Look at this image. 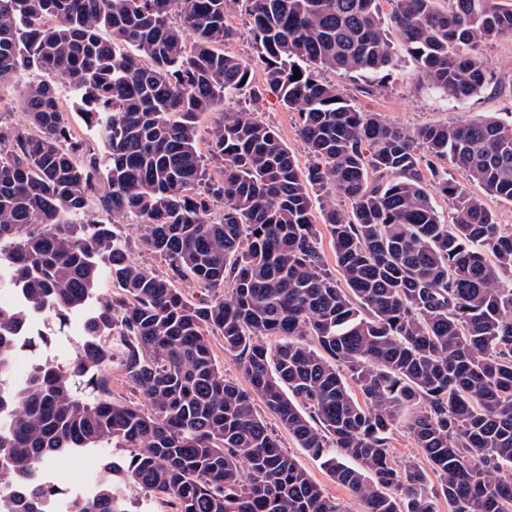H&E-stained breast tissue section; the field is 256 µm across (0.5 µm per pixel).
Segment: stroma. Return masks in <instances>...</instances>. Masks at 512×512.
<instances>
[{
  "label": "stroma",
  "instance_id": "obj_1",
  "mask_svg": "<svg viewBox=\"0 0 512 512\" xmlns=\"http://www.w3.org/2000/svg\"><path fill=\"white\" fill-rule=\"evenodd\" d=\"M245 0H233L226 12V23L236 32L234 39L224 46L226 52L250 63L255 78H262V66L247 27ZM389 40L396 61L388 73L376 77H363L355 73L328 72L326 81L333 83L338 93L361 111L374 112L383 120L408 132L420 127L448 122H469L493 119L512 123V33L481 44L480 52L491 76L489 84L477 95L454 101L440 97L426 80L419 77L408 47L397 29H390ZM254 112L256 118L268 125L299 161H306L307 150L298 132V115L283 109L274 93L261 99H252L247 92L233 91L224 97L222 109L204 114L199 122V147L210 150V132L224 118L225 113L239 109ZM122 290L109 272H101L95 299L89 300L79 311L65 320L35 318L29 328L30 345L19 349L17 362L21 371H29L37 364L68 367L79 355L86 336L83 322L91 316L102 298L121 296ZM268 426L277 435L282 448L287 450L307 471L311 480L329 497L340 503L344 512H365L364 503L349 490L336 484L319 461L312 459L281 427L273 414H266ZM107 449L91 451L90 455H77L58 461L48 469L49 479L64 491L84 486L92 489L101 473Z\"/></svg>",
  "mask_w": 512,
  "mask_h": 512
}]
</instances>
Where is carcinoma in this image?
<instances>
[{"label": "carcinoma", "mask_w": 512, "mask_h": 512, "mask_svg": "<svg viewBox=\"0 0 512 512\" xmlns=\"http://www.w3.org/2000/svg\"><path fill=\"white\" fill-rule=\"evenodd\" d=\"M172 2L0 0V80L18 81L35 128L0 125V270L22 299L0 306V375L31 315L82 308L104 268L124 291L85 320L72 366L38 365L0 393V470L21 487L0 512H43L60 495L46 469L90 448L127 455L66 498L67 512H132L130 488L166 495L176 512H342L281 448L257 400L366 512H436L441 497L451 512H512V481L493 477L512 467V232L483 200L512 201V125L411 135L321 77L393 67L392 25L436 91L468 99L489 82L477 45L512 33V3L389 0L386 20L377 0H247L264 85L298 113L310 162L241 109L211 131L216 178L199 118L228 92L263 91L224 51L229 0H184L177 21ZM43 74L66 83L101 150L70 136ZM441 161L483 196L458 190ZM316 199L343 287L323 268ZM129 215L169 272L130 259L113 230ZM177 278L209 299L188 301ZM212 333L249 388L224 378ZM272 336L288 340L270 346ZM114 359L144 405L112 400L102 378L91 400L73 394L76 374ZM401 417L428 468L392 460Z\"/></svg>", "instance_id": "cac0c4a2"}]
</instances>
